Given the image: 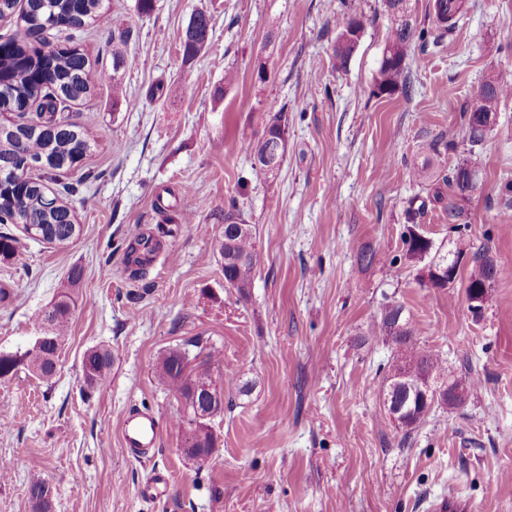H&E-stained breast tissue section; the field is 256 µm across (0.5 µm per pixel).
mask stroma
<instances>
[{"label": "stroma", "instance_id": "1", "mask_svg": "<svg viewBox=\"0 0 512 512\" xmlns=\"http://www.w3.org/2000/svg\"><path fill=\"white\" fill-rule=\"evenodd\" d=\"M356 4L365 29L343 68L340 0H152L146 13L140 0H103L130 39L94 24L79 32L94 90L69 115L95 142L80 169L53 172L48 185L85 178L70 200L81 231L56 245L7 225L18 256L0 262L11 291L0 352H24L69 273L81 279L52 383L22 368L0 378V512H32L37 473L51 512H429L452 491L468 512H512V224L499 221L512 204V96L471 156L466 224L431 204L417 226L442 250L463 249L456 285H420L424 264L402 242L408 199L427 194L411 168L449 173L484 80L512 85V0H464L448 49L416 44L408 93L381 97L372 90L387 20L381 0ZM199 11L212 32L189 60L181 37ZM278 113L285 158L259 179L242 145ZM450 130L455 147L431 151ZM232 198L261 256L245 298L225 283L217 242ZM139 236L155 251L138 267L128 255ZM369 246L383 262L360 261ZM482 248L498 275L476 318L464 286ZM390 301L417 323L422 348L478 381L407 436L380 401L395 355L378 333ZM176 345L216 382L231 374L248 387L225 391L203 461L181 451L182 405L155 375ZM93 347L113 359L103 391L82 375ZM212 350L218 358L205 360ZM134 408L161 425L143 463L121 452ZM155 471L169 477L161 496L148 487Z\"/></svg>", "mask_w": 512, "mask_h": 512}]
</instances>
